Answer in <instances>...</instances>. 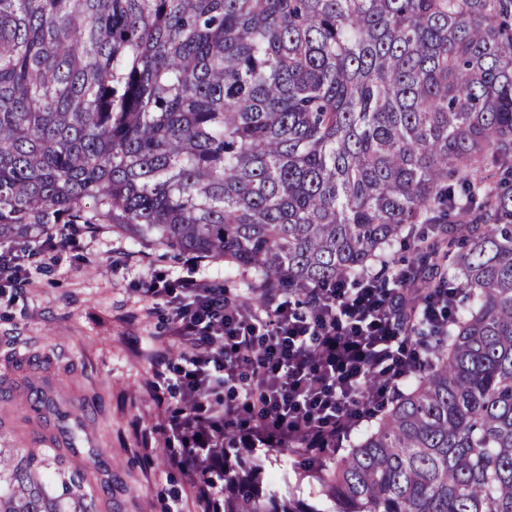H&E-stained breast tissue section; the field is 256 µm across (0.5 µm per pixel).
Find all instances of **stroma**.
Masks as SVG:
<instances>
[{
    "mask_svg": "<svg viewBox=\"0 0 512 512\" xmlns=\"http://www.w3.org/2000/svg\"><path fill=\"white\" fill-rule=\"evenodd\" d=\"M170 276L184 272V260L165 250L136 243L107 224L98 225L88 253L68 257L53 272L36 275L0 314V494L16 489V468L31 466L61 512H88L89 500L69 495L68 478L83 462L97 471L109 512H160L157 494L177 478L163 451L143 457L139 428L157 420L146 383L155 353L177 352L163 340L161 313L146 314L148 301L136 291L148 270ZM45 377L47 412L67 408L92 436L80 451L43 450L41 461L27 463L33 434V397L13 389L25 372ZM266 492L281 499L314 501L318 484L296 455L263 449L257 453Z\"/></svg>",
    "mask_w": 512,
    "mask_h": 512,
    "instance_id": "1",
    "label": "stroma"
}]
</instances>
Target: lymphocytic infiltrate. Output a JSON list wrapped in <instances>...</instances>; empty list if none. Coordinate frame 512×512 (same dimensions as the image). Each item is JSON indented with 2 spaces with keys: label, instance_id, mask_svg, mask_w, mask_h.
Returning a JSON list of instances; mask_svg holds the SVG:
<instances>
[{
  "label": "lymphocytic infiltrate",
  "instance_id": "1",
  "mask_svg": "<svg viewBox=\"0 0 512 512\" xmlns=\"http://www.w3.org/2000/svg\"><path fill=\"white\" fill-rule=\"evenodd\" d=\"M94 232L90 224H69L60 237L46 230L21 245L1 244L0 306L12 305L33 274L60 267ZM203 263L197 256L184 275L140 282L146 297L164 305L179 351L177 362L152 363L148 388L162 411L143 437L163 442L170 466L182 472L202 456L223 466L228 428L238 461L283 448L319 463L393 401L424 362L425 348L409 338L412 327L425 323L444 334L454 321L447 294L422 301L420 286L406 280L388 292L364 272L351 285L308 288L301 315L284 288H262L256 303L226 296L200 274ZM187 491L196 512H223L220 478L172 490L166 512H185Z\"/></svg>",
  "mask_w": 512,
  "mask_h": 512
}]
</instances>
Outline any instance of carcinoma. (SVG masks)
Returning a JSON list of instances; mask_svg holds the SVG:
<instances>
[{"label": "carcinoma", "instance_id": "cac0c4a2", "mask_svg": "<svg viewBox=\"0 0 512 512\" xmlns=\"http://www.w3.org/2000/svg\"><path fill=\"white\" fill-rule=\"evenodd\" d=\"M47 224L306 288L397 241L458 317L313 470L224 512H512V0H0V244ZM0 512H60L30 470Z\"/></svg>", "mask_w": 512, "mask_h": 512}]
</instances>
